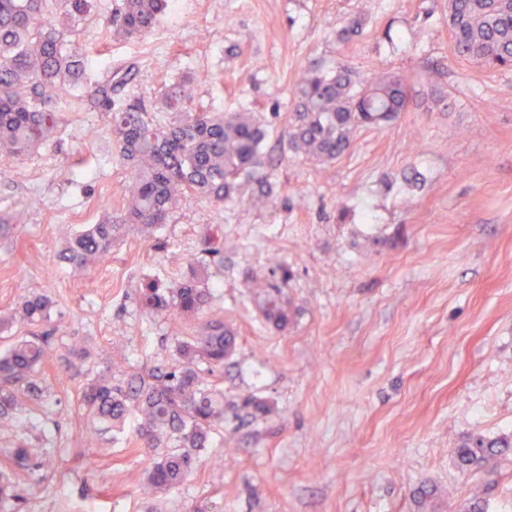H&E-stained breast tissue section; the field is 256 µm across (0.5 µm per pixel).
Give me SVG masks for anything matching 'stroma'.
<instances>
[{
    "mask_svg": "<svg viewBox=\"0 0 512 512\" xmlns=\"http://www.w3.org/2000/svg\"><path fill=\"white\" fill-rule=\"evenodd\" d=\"M446 6L170 0L147 35L123 39L106 23L112 0H97L76 24L80 94L55 97L48 143L0 166V316L43 293L97 365L166 366L194 325L143 311L134 290L146 277L170 284L205 260L208 239H223L201 318L236 337L225 401L251 394L270 410L225 414L189 478L148 495L134 424L90 449V424L74 414L85 377L48 363L44 412L19 408L27 429L0 427V450L20 438L41 448L34 467L14 471L8 512H423L424 485L444 492L440 512L476 492L484 512H512V453L488 468L454 463L468 435L512 440V70L457 59ZM356 18L361 34L340 42ZM310 64L398 73L414 97L322 164L288 145L297 76ZM187 78L193 107H247L266 120L273 195L189 196L152 236L130 229L103 262H61L70 237L123 208L132 177L91 92L111 83L116 105L142 101L165 122L164 90ZM433 88L445 110H431ZM256 279L280 286L288 326L266 321Z\"/></svg>",
    "mask_w": 512,
    "mask_h": 512,
    "instance_id": "1",
    "label": "stroma"
}]
</instances>
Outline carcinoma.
<instances>
[{
    "mask_svg": "<svg viewBox=\"0 0 512 512\" xmlns=\"http://www.w3.org/2000/svg\"><path fill=\"white\" fill-rule=\"evenodd\" d=\"M168 0H112V35L139 37L149 32ZM93 0H0V163L24 154L50 138L56 127L53 93L76 86L80 47L67 39L71 22L91 10ZM451 52L463 62L486 70L512 67V0H448ZM299 101L289 117L292 150L322 163L351 149L363 125L390 122L406 111L412 87L396 73H373L357 79L351 70L308 66L297 82ZM186 81L169 86L163 104L178 114L161 124L141 104L114 110L112 85L94 91L95 105L112 114L110 136L118 159L133 171L123 209L91 224L70 238L62 259L76 268L102 261L127 230L150 235L167 223L180 199L189 194L215 202L243 200L254 185L272 188L263 151L266 128L248 109L235 112L193 111L186 106ZM205 268L191 261L181 278L166 288L153 281L134 292L137 303L154 314L195 319L209 306ZM265 317L284 325L290 319L279 287L260 286ZM52 301L33 294L0 328L15 322L48 326L43 336H3L0 352V424L14 425L24 396L41 406L46 388L41 366L56 356L86 355L78 341L55 344L59 325ZM234 336L221 319L203 324L194 336L177 342L165 369L140 374L113 365L86 380L78 412L94 424L96 443L120 432L130 419L138 422L136 439L149 459L146 485L153 493L182 483L193 471L196 453L224 424V412H266L268 404L254 396L224 402V390L210 376L224 368ZM163 447L168 452L158 454ZM512 450L506 440L470 435L457 445L455 463L464 470L489 465ZM40 449L22 441L11 451L9 465L24 467ZM17 496L11 474L0 471V503Z\"/></svg>",
    "mask_w": 512,
    "mask_h": 512,
    "instance_id": "obj_1",
    "label": "carcinoma"
}]
</instances>
